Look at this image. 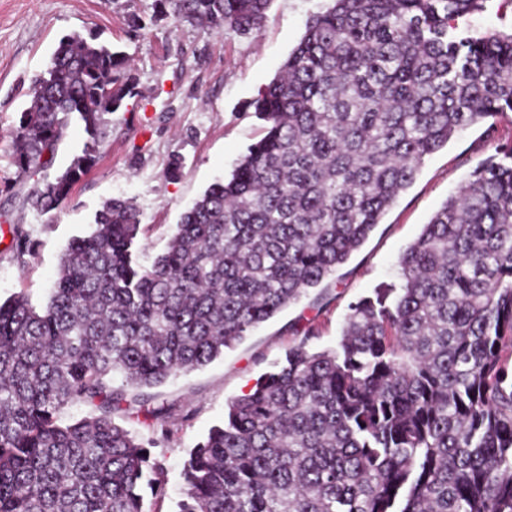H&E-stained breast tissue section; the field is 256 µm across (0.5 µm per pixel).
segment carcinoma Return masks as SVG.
<instances>
[{
	"label": "carcinoma",
	"mask_w": 512,
	"mask_h": 512,
	"mask_svg": "<svg viewBox=\"0 0 512 512\" xmlns=\"http://www.w3.org/2000/svg\"><path fill=\"white\" fill-rule=\"evenodd\" d=\"M246 35L271 0H159ZM486 0H331L254 101L264 136L181 217L151 266L139 212L106 202L64 251L45 304L0 302V512H146L165 495L144 439L169 438L152 389L224 355L336 272L457 133L512 112V33L455 21ZM95 33L59 41L14 128L18 169H47L69 118L92 145L22 204L69 196L132 95ZM397 288L349 307L336 349L301 343L227 401L184 462L178 512H512V140L399 259ZM121 372L135 389L114 388ZM90 417L58 420L72 403Z\"/></svg>",
	"instance_id": "obj_1"
}]
</instances>
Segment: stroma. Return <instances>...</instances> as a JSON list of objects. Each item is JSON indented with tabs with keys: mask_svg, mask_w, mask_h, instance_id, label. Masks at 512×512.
Segmentation results:
<instances>
[{
	"mask_svg": "<svg viewBox=\"0 0 512 512\" xmlns=\"http://www.w3.org/2000/svg\"><path fill=\"white\" fill-rule=\"evenodd\" d=\"M328 0H272L264 26L247 35L218 32L160 14L156 0H0V189H28L62 172L89 140L70 117L47 171L20 172L12 131L28 102L32 78L46 70L59 39L97 33L130 60L135 93L109 119L110 137L62 205L48 213L21 207L0 192V300L22 292L45 302L68 243L87 234L112 199L132 201L140 214L138 259L161 254L181 214L213 183L229 175L263 123L251 105L280 72L305 33L308 18ZM478 36L512 31V0H486L481 14L459 20ZM512 137V112L471 126L426 157L414 183L400 194L366 242L336 274L261 324L206 367L171 377L158 392L175 428L154 449L166 494L146 496L147 512H178L182 468L191 448L224 419L226 402L248 393L284 361L289 348L335 349L351 303L375 289L399 286L398 259L448 196L499 143ZM30 250L17 255L13 233Z\"/></svg>",
	"mask_w": 512,
	"mask_h": 512,
	"instance_id": "35a3bbf8",
	"label": "stroma"
}]
</instances>
